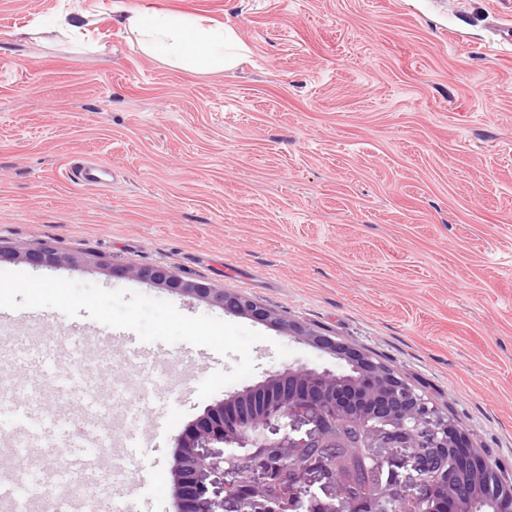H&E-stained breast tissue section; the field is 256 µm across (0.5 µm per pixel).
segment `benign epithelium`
<instances>
[{
    "label": "benign epithelium",
    "instance_id": "obj_1",
    "mask_svg": "<svg viewBox=\"0 0 512 512\" xmlns=\"http://www.w3.org/2000/svg\"><path fill=\"white\" fill-rule=\"evenodd\" d=\"M22 260L56 268L84 257L50 248L24 254L0 248V262ZM99 266L224 311L266 323L327 351L351 376L290 366L248 388L225 395L174 438L178 512H471V494L489 500L491 512H512V486L465 447L467 438L447 416L397 372L367 353L286 319L253 300L184 279L159 266ZM297 415L310 428L295 434ZM288 428L270 439L274 424ZM412 462L409 496L395 464ZM453 484H448V470Z\"/></svg>",
    "mask_w": 512,
    "mask_h": 512
}]
</instances>
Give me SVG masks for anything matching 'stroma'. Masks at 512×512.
Segmentation results:
<instances>
[{"label": "stroma", "instance_id": "obj_1", "mask_svg": "<svg viewBox=\"0 0 512 512\" xmlns=\"http://www.w3.org/2000/svg\"><path fill=\"white\" fill-rule=\"evenodd\" d=\"M62 0H0V247L87 255L50 277L130 289L263 334L242 390L291 366L342 370L281 330L95 263L161 266L360 348L458 424L512 477V0H78L95 47L16 30ZM233 28L234 68L144 54L125 10ZM97 164L104 182L69 175ZM0 320V340L62 341L57 310ZM289 348L278 357L275 344ZM154 363L155 400L120 345L104 379L99 467L127 512H175L174 438L146 446L149 495L125 458L154 412L184 429L224 397L199 383L233 358L187 343Z\"/></svg>", "mask_w": 512, "mask_h": 512}]
</instances>
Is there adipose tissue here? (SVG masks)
<instances>
[{"mask_svg":"<svg viewBox=\"0 0 512 512\" xmlns=\"http://www.w3.org/2000/svg\"><path fill=\"white\" fill-rule=\"evenodd\" d=\"M123 24L148 55L176 60L192 71L227 69L244 51L230 27L186 13L131 10Z\"/></svg>","mask_w":512,"mask_h":512,"instance_id":"adipose-tissue-1","label":"adipose tissue"}]
</instances>
